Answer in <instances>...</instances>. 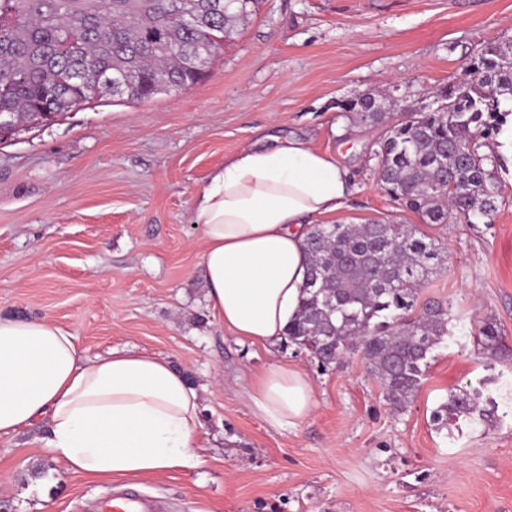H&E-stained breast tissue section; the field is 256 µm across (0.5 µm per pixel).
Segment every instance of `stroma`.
<instances>
[{"label":"stroma","instance_id":"1","mask_svg":"<svg viewBox=\"0 0 512 512\" xmlns=\"http://www.w3.org/2000/svg\"><path fill=\"white\" fill-rule=\"evenodd\" d=\"M510 40L512 0H259L193 86L107 97L0 140V317L50 320L88 357L158 354L204 389L191 469L93 480L44 448L46 422L1 436L0 512H94L124 490L167 512H512V155L490 221L424 224L378 182L374 152L399 113L373 126L336 108L394 86L428 97ZM274 137L348 170L354 191L323 223L413 224L442 248L419 299L448 303L451 334L402 412L360 353L323 368L294 345L240 342L208 307L193 199ZM486 321L504 338L497 413L440 426L434 411L485 374L473 335ZM276 362L313 388L311 413L286 430L244 395Z\"/></svg>","mask_w":512,"mask_h":512}]
</instances>
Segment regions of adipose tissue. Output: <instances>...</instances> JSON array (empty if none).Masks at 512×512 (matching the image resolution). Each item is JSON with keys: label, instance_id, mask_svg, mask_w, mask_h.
I'll list each match as a JSON object with an SVG mask.
<instances>
[{"label": "adipose tissue", "instance_id": "adipose-tissue-1", "mask_svg": "<svg viewBox=\"0 0 512 512\" xmlns=\"http://www.w3.org/2000/svg\"><path fill=\"white\" fill-rule=\"evenodd\" d=\"M352 192L333 155L288 139L246 148L198 192L202 271L218 323L240 341H283L306 281L309 224ZM253 412L276 429L313 407L312 385L285 365L245 387ZM201 392L167 359L113 350L82 355L74 336L45 319L0 318V437L47 419L46 448L97 480L148 476L198 461Z\"/></svg>", "mask_w": 512, "mask_h": 512}]
</instances>
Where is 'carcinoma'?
Here are the masks:
<instances>
[{
  "instance_id": "carcinoma-1",
  "label": "carcinoma",
  "mask_w": 512,
  "mask_h": 512,
  "mask_svg": "<svg viewBox=\"0 0 512 512\" xmlns=\"http://www.w3.org/2000/svg\"><path fill=\"white\" fill-rule=\"evenodd\" d=\"M258 0H0V114L17 127L37 112L56 115L112 95L106 80L124 73L120 99L143 100L188 87L247 22ZM184 16L203 23L190 25ZM467 66L479 76L438 89L433 105L393 124L375 152L381 186L425 224L489 219L502 197L496 152L482 147L499 135L512 110V42L488 43ZM391 96L365 92L340 112L376 125L393 110ZM304 252L307 282L286 342L323 366L351 350L363 354L396 411L420 387L434 350L449 334L448 307L416 309L421 283L441 261L438 247L407 224H313ZM489 363L503 342L486 322L474 334ZM489 378L450 395L434 413L446 426L492 418Z\"/></svg>"
}]
</instances>
